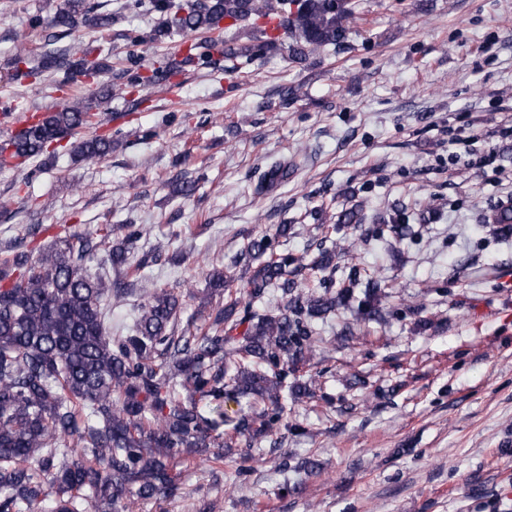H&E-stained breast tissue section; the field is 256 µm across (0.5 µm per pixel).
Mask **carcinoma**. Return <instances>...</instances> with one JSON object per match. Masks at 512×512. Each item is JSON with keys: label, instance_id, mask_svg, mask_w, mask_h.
<instances>
[{"label": "carcinoma", "instance_id": "carcinoma-1", "mask_svg": "<svg viewBox=\"0 0 512 512\" xmlns=\"http://www.w3.org/2000/svg\"><path fill=\"white\" fill-rule=\"evenodd\" d=\"M160 22L150 35L159 40L176 27L204 38L186 46L184 57L162 72L137 75L134 85L151 92L158 76L177 74L186 65L212 64L214 35L221 22L245 23L279 17L276 33L249 46L224 42V59L255 60L269 49H286L301 60L336 45L354 21L351 0H151ZM115 18L96 12L87 0H65L50 20L34 24L72 31L103 33ZM15 73L38 79L48 70L93 76L112 69V57L84 44L62 55L46 54L32 62L19 44ZM102 88L95 98L75 100L46 113L12 135L5 146L20 160L42 155L54 142L72 140L73 155L98 160L112 153V141L75 139L78 129L93 124L95 110L112 98ZM286 176V166L272 164L254 190L269 192ZM110 241L111 230L72 234L36 256L27 253L0 263V512H129L139 500L175 495V459L204 456L224 463L232 449L279 429L288 401L333 398L316 380L296 376L321 354L318 322L339 310L350 313L340 339L354 338L355 327L383 322L389 311L385 289L366 281L355 298L360 271L353 244L343 238L318 249L313 260L280 249L288 236L281 224L272 236L252 238L232 265L259 261L239 293L232 277L220 269L209 274L213 290L228 292L224 306L187 321L175 334L181 306L173 288L144 290L146 301L128 332L112 335V306L124 297L120 281L92 273L87 262L107 247L111 268L139 270L133 247L142 237L137 224ZM342 261L352 262L348 281L337 286L321 278L319 295L297 286V277L326 273ZM287 298L277 310L258 309L267 289ZM321 394H316V391ZM249 400L246 410L228 414V402Z\"/></svg>", "mask_w": 512, "mask_h": 512}]
</instances>
